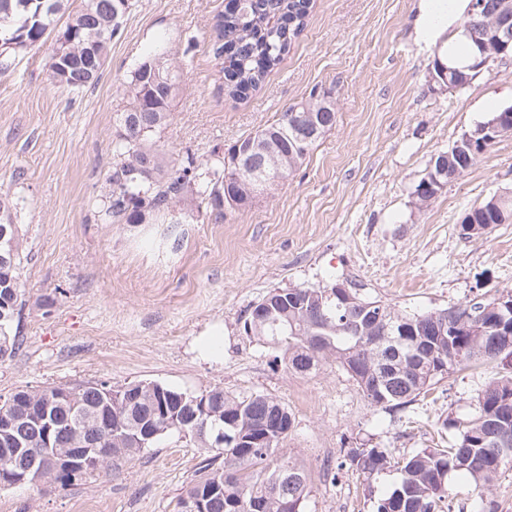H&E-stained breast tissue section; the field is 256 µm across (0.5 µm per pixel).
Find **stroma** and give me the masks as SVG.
<instances>
[{
  "instance_id": "stroma-1",
  "label": "stroma",
  "mask_w": 512,
  "mask_h": 512,
  "mask_svg": "<svg viewBox=\"0 0 512 512\" xmlns=\"http://www.w3.org/2000/svg\"><path fill=\"white\" fill-rule=\"evenodd\" d=\"M225 0H130L98 83H51L52 42L0 74V194L17 213L24 304L19 346L0 361V396L78 382L153 381L187 392L214 387L285 404L283 454L309 474L304 512H373L398 480L364 481L342 460L353 448L393 459L434 447L445 418L475 410L486 369L454 372L403 409L370 404L335 362L289 370L281 350L243 331L273 288L360 285L408 312L512 290V223L466 238V212L512 193V134L452 178L427 207L413 193L435 157L512 105V59L489 63L463 90L435 77L438 46L419 39V0H315L291 52L239 101L222 89L210 33ZM150 57L180 62L168 160L217 163L237 140L311 91L328 93L335 127L272 193L202 218L193 197L177 227L100 224L93 211L115 159L116 118L132 70ZM208 454L169 435L66 489L0 488V512H175Z\"/></svg>"
}]
</instances>
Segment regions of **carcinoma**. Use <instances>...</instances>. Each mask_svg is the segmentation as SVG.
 Listing matches in <instances>:
<instances>
[{
	"mask_svg": "<svg viewBox=\"0 0 512 512\" xmlns=\"http://www.w3.org/2000/svg\"><path fill=\"white\" fill-rule=\"evenodd\" d=\"M81 0L79 9L70 12L68 21L57 28L56 16L69 0H0V72L7 71L12 59L25 54L42 42L41 35L56 30L66 33L77 28L75 39L98 40V27L110 22L117 30L128 0H112V16L107 20L94 7V2ZM313 0H242L237 12L216 17L213 26L212 51L222 61L224 92L236 98H246L259 88L266 77L288 56L296 39L303 32ZM173 74H167L169 67ZM164 65L159 76L148 70V62L139 64L128 83L129 97L139 101L142 122L131 120L123 112L112 141L115 167L99 195L98 220L103 224H134L138 215L165 218L171 206L182 201L189 192L199 198L198 212L209 216H224L225 198L239 202L249 196L260 182L287 179L306 158V153L336 125L334 102L322 97L317 100L320 110H311L309 98L287 107L272 123L233 145L220 166H207L188 155L177 166L165 162L161 148V133L170 120V104L178 90L180 65ZM324 122L326 127L306 144V152L297 149L294 124ZM261 147L264 167L258 168L250 156L236 157L237 148L249 143ZM15 203L9 195H0V226L10 228L9 240L18 250V229L14 224ZM512 219V196L502 203L472 210L462 219L464 224L489 227ZM19 254L14 262L0 264V359L16 349L12 324L23 305L19 281ZM359 303L335 288H274L266 297L270 301L268 320L251 325L252 337L260 344L283 351L286 366L307 374L332 360L343 368L363 394L375 405L403 407L427 394L432 386L448 374L471 366L496 364L505 370L490 377L477 393V411L470 419L460 422L447 417L441 429L454 431L446 447L422 448L404 458L399 466L400 479L383 497L374 512H450L448 478L454 473L472 480L480 491L489 489L499 476L512 470V335L504 336L500 325L512 324V311L496 308L500 291L480 301H468L451 306L460 323L457 336H437L433 316L438 310L405 312L377 299L363 296L359 289H349ZM389 330V335L402 337L408 347L401 355L386 354L387 346L374 341ZM59 385L41 389H22L13 400L0 403V416H23L32 405L47 406L60 424L59 447L97 448L96 459L72 454L54 479L60 488L74 485L87 476L108 470L114 460L137 455L153 447L157 439L178 434L194 439L200 447L214 450L210 434L202 430L196 401L207 403L219 412H229L239 418V426L253 434L271 428L264 448H222V463L194 479L184 491L193 495L219 482L224 485V501L215 503L211 512H224V502L239 503L237 512H281V502L288 499V512H303L310 494V478L303 467L280 453L285 439L273 430L271 417L285 411L288 423H293L288 408L279 400L261 394L234 395L215 387L199 393L173 388L167 391L180 398L176 415L159 426L155 438L142 442L138 429L156 422L154 415L156 390L144 386L141 398L133 406L103 394L95 383L70 386L80 408H97L100 417L85 420L69 417L56 410L53 398ZM124 414L126 430L116 433L112 427L115 413ZM48 447L42 429L34 426L6 433L0 430V467L37 454L40 464L50 469L53 457L44 453ZM350 468L365 481L391 468V457L379 448H352L347 454ZM297 476L282 493L274 485L282 470Z\"/></svg>",
	"mask_w": 512,
	"mask_h": 512,
	"instance_id": "cac0c4a2",
	"label": "carcinoma"
}]
</instances>
